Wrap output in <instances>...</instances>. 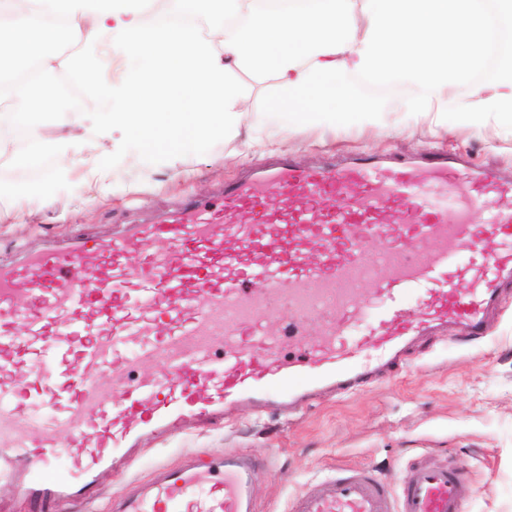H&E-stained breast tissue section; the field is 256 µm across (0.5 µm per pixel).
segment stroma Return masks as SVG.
<instances>
[{
    "mask_svg": "<svg viewBox=\"0 0 512 512\" xmlns=\"http://www.w3.org/2000/svg\"><path fill=\"white\" fill-rule=\"evenodd\" d=\"M112 43L111 32L102 30L68 53L88 61V74L113 80L121 69ZM231 78L244 89L249 111H266L274 91L271 76L242 67ZM445 122L438 107L427 114L385 109L360 125L285 133L252 156L245 137L218 139L187 152L191 177L165 167L112 173L103 194L94 187L95 167L107 128L88 123L81 140L61 141L41 170L50 194L18 191L0 203L23 215L22 223H0V262L75 234L106 237L127 224L156 221L185 198L212 196L226 182L281 156L306 166L355 154L404 159L444 149L466 153L482 169L512 173V128L496 115L468 128ZM227 448L270 460L254 478L258 512H286L293 495L341 468L372 469L395 486L417 463L463 470L464 512H512V290L502 297L490 338L433 339L415 350L397 376L361 391L319 395L289 416L244 406L224 424L150 441L123 475H100L101 495L82 512H108L113 496L132 491L157 464Z\"/></svg>",
    "mask_w": 512,
    "mask_h": 512,
    "instance_id": "stroma-1",
    "label": "stroma"
}]
</instances>
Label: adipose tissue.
Here are the masks:
<instances>
[{
	"label": "adipose tissue",
	"instance_id": "adipose-tissue-1",
	"mask_svg": "<svg viewBox=\"0 0 512 512\" xmlns=\"http://www.w3.org/2000/svg\"><path fill=\"white\" fill-rule=\"evenodd\" d=\"M152 0H0V58L55 55L45 45L111 32L122 48L120 79L96 82L112 101L103 122L131 133L137 155L109 151L115 168L175 167L186 147L238 131L247 119L244 91L230 72L245 65L276 79L270 112L289 128L335 127L375 112L350 79L367 76L402 86L419 112L446 107L454 124L475 126L492 113L512 124V57L456 94L479 69L491 36L490 11L512 19V0H221L224 20L213 41L187 26L141 16Z\"/></svg>",
	"mask_w": 512,
	"mask_h": 512
}]
</instances>
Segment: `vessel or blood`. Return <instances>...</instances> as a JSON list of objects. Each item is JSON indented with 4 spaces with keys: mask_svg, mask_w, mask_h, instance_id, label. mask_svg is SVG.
Segmentation results:
<instances>
[{
    "mask_svg": "<svg viewBox=\"0 0 512 512\" xmlns=\"http://www.w3.org/2000/svg\"><path fill=\"white\" fill-rule=\"evenodd\" d=\"M510 286L512 175L451 154L283 160L160 222L74 235L0 264V483L36 512L88 502L149 436L366 388L451 328L485 337ZM262 464L235 448L188 456L109 512H257ZM462 479L419 464L394 492L356 471L288 512H462Z\"/></svg>",
    "mask_w": 512,
    "mask_h": 512,
    "instance_id": "b4317fda",
    "label": "vessel or blood"
}]
</instances>
